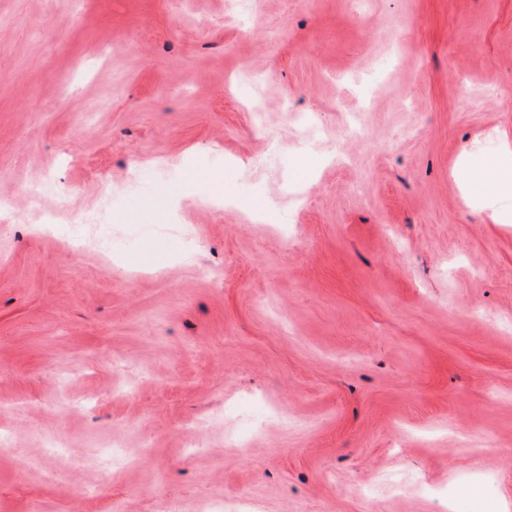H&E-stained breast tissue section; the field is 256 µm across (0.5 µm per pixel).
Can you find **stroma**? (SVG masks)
Here are the masks:
<instances>
[{
	"label": "stroma",
	"instance_id": "1",
	"mask_svg": "<svg viewBox=\"0 0 512 512\" xmlns=\"http://www.w3.org/2000/svg\"><path fill=\"white\" fill-rule=\"evenodd\" d=\"M504 139L512 0H0V512H500ZM212 172L234 207L204 208ZM18 182L68 195L66 225L110 195L111 256ZM267 400L288 420L249 447L215 426L178 456L207 408ZM114 441L145 451L119 475Z\"/></svg>",
	"mask_w": 512,
	"mask_h": 512
}]
</instances>
